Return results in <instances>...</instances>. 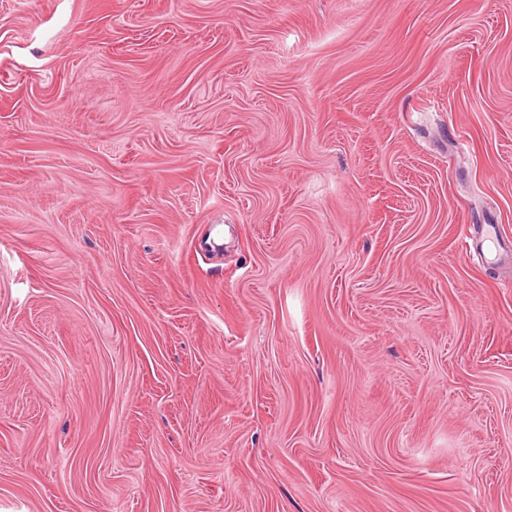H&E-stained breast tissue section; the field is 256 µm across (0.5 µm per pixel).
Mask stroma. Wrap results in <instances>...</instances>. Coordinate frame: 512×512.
<instances>
[{
	"mask_svg": "<svg viewBox=\"0 0 512 512\" xmlns=\"http://www.w3.org/2000/svg\"><path fill=\"white\" fill-rule=\"evenodd\" d=\"M0 512H512V0H0Z\"/></svg>",
	"mask_w": 512,
	"mask_h": 512,
	"instance_id": "obj_1",
	"label": "stroma"
}]
</instances>
